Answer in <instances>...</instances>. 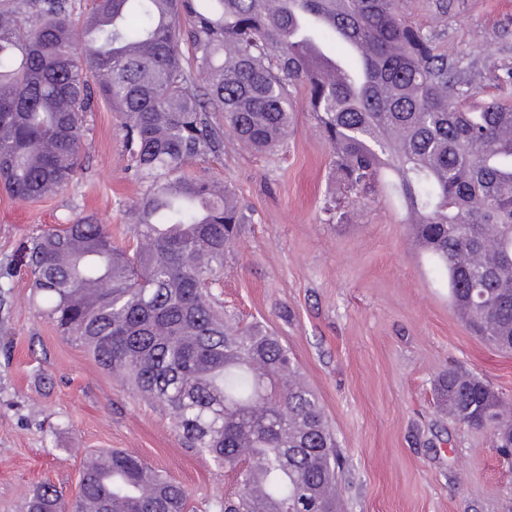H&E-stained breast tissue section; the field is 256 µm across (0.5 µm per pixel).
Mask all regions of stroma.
<instances>
[{"label": "stroma", "mask_w": 512, "mask_h": 512, "mask_svg": "<svg viewBox=\"0 0 512 512\" xmlns=\"http://www.w3.org/2000/svg\"><path fill=\"white\" fill-rule=\"evenodd\" d=\"M408 23L434 31L452 57L472 59L476 101L512 99V0H400ZM293 128L278 152L225 136L189 176L228 185L248 221L213 285L216 310L276 333L318 396L341 455V512H512V461L490 432L443 409L439 375L460 367L512 402V354L473 336L448 303L400 199L381 190L329 223L326 199L343 197L333 155L292 94ZM77 178L35 201L0 189V268L26 235L95 215L114 242L134 248L130 208L144 187L128 170L116 114L87 115ZM118 449L139 456L187 492L188 512H215L238 491L236 475L190 448L173 420L34 309L26 277L0 303V512H22L44 482L78 496L85 461Z\"/></svg>", "instance_id": "1"}]
</instances>
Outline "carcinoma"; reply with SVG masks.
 I'll return each instance as SVG.
<instances>
[{
    "instance_id": "cac0c4a2",
    "label": "carcinoma",
    "mask_w": 512,
    "mask_h": 512,
    "mask_svg": "<svg viewBox=\"0 0 512 512\" xmlns=\"http://www.w3.org/2000/svg\"><path fill=\"white\" fill-rule=\"evenodd\" d=\"M189 28H183V23ZM192 47L184 60L182 41ZM363 43L345 68L323 46ZM462 60L407 23L398 0H0V186L29 201L72 183L94 99L112 105L145 185L137 245L94 216L23 239L11 271L39 313L163 406L191 448L236 473L219 512H338L336 437L278 337L219 316L211 287L247 217L226 185L184 175L230 134L259 151L288 138L307 93L351 202L385 186L446 280L463 324L512 352V105L475 110ZM436 390L458 421L512 448V408L452 369ZM261 486L263 496L255 493ZM185 512L187 495L139 457L101 451L73 503L49 483L24 512Z\"/></svg>"
}]
</instances>
